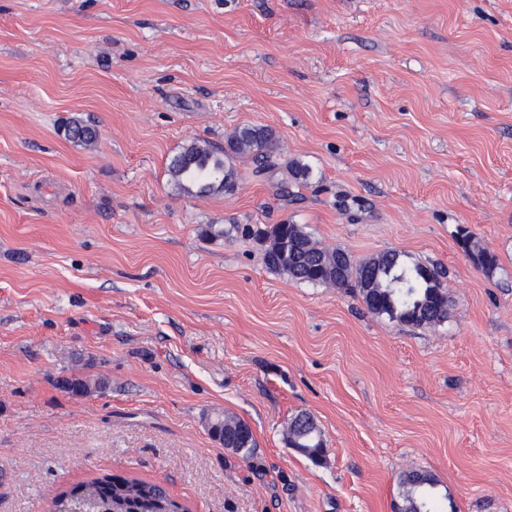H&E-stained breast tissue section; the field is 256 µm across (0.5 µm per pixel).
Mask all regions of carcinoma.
Wrapping results in <instances>:
<instances>
[{"mask_svg":"<svg viewBox=\"0 0 512 512\" xmlns=\"http://www.w3.org/2000/svg\"><path fill=\"white\" fill-rule=\"evenodd\" d=\"M68 139L89 144L96 131L81 119H71L65 128ZM278 149L272 129L244 127L229 136L224 146L199 145L183 148L169 164L175 183L197 194L232 191L237 172L234 160L249 156L256 163L254 173L264 175L274 169L271 158ZM243 232L260 243L271 241L265 250L267 265L291 278L311 284L332 283L359 290L368 310L377 316L415 327H434L448 319V298L441 279L447 271L437 265L409 267L396 251L382 253L360 262L341 249H326L300 224H273L245 228ZM465 249L477 257L483 270L491 274L498 267L497 256L472 241L463 239ZM211 434L229 448L247 457L256 446L250 425L243 419L217 414ZM288 444L318 462L323 442L315 421L306 414L296 416L288 426ZM399 512H441L438 480L424 472L408 471L400 479ZM75 498L92 500L99 512H187L162 486L117 474H103L77 483L56 496V503L68 507Z\"/></svg>","mask_w":512,"mask_h":512,"instance_id":"obj_1","label":"carcinoma"}]
</instances>
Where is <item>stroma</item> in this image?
Instances as JSON below:
<instances>
[{
    "instance_id": "stroma-1",
    "label": "stroma",
    "mask_w": 512,
    "mask_h": 512,
    "mask_svg": "<svg viewBox=\"0 0 512 512\" xmlns=\"http://www.w3.org/2000/svg\"><path fill=\"white\" fill-rule=\"evenodd\" d=\"M254 125L278 168L172 181L188 141ZM293 160L312 178L285 191ZM232 224L442 266L448 318L373 315ZM302 413L321 463L286 441ZM409 470L512 512V0H0V512L105 473L189 512H395ZM463 245L467 251H471L477 257L478 263L486 273L493 274L498 267V259L494 253L479 245L478 242H473L472 236L465 237ZM215 414L217 416L212 419L215 424L212 426L211 434L222 441L225 448L241 453L242 457H248L256 446L250 425L245 420L236 416L224 415L223 413ZM242 430L247 432V445L245 447H243V444H237L233 441L234 437Z\"/></svg>"
}]
</instances>
